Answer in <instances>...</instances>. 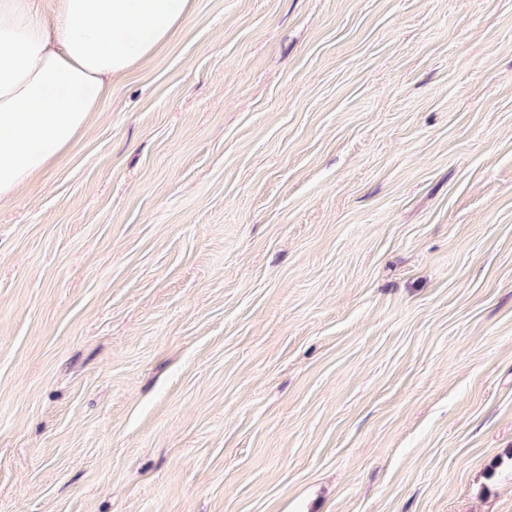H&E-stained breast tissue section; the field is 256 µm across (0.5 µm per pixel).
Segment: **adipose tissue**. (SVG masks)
<instances>
[{
  "mask_svg": "<svg viewBox=\"0 0 512 512\" xmlns=\"http://www.w3.org/2000/svg\"><path fill=\"white\" fill-rule=\"evenodd\" d=\"M196 0H0V201L68 151Z\"/></svg>",
  "mask_w": 512,
  "mask_h": 512,
  "instance_id": "1",
  "label": "adipose tissue"
}]
</instances>
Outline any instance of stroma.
<instances>
[{"label": "stroma", "instance_id": "1", "mask_svg": "<svg viewBox=\"0 0 512 512\" xmlns=\"http://www.w3.org/2000/svg\"><path fill=\"white\" fill-rule=\"evenodd\" d=\"M0 512H512V0H197L0 202Z\"/></svg>", "mask_w": 512, "mask_h": 512}]
</instances>
